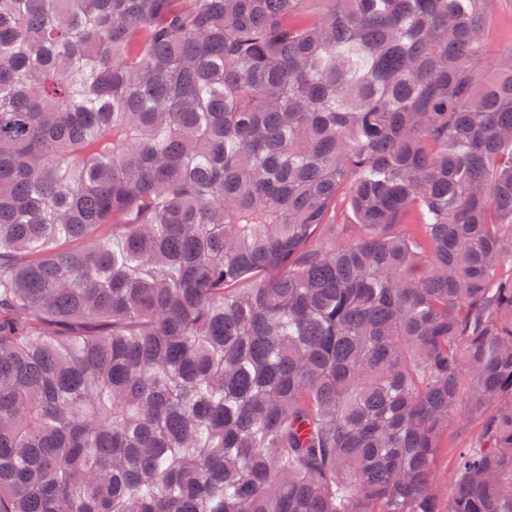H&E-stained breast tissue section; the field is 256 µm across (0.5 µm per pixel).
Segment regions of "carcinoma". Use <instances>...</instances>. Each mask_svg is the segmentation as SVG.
Segmentation results:
<instances>
[{
    "mask_svg": "<svg viewBox=\"0 0 512 512\" xmlns=\"http://www.w3.org/2000/svg\"><path fill=\"white\" fill-rule=\"evenodd\" d=\"M490 3L0 0V512H512ZM471 435V425L464 418L458 425L448 430V435L442 440V447L439 450L436 472L440 482L448 480L450 483V475L453 471L455 457L459 448H465L469 444Z\"/></svg>",
    "mask_w": 512,
    "mask_h": 512,
    "instance_id": "1",
    "label": "carcinoma"
}]
</instances>
